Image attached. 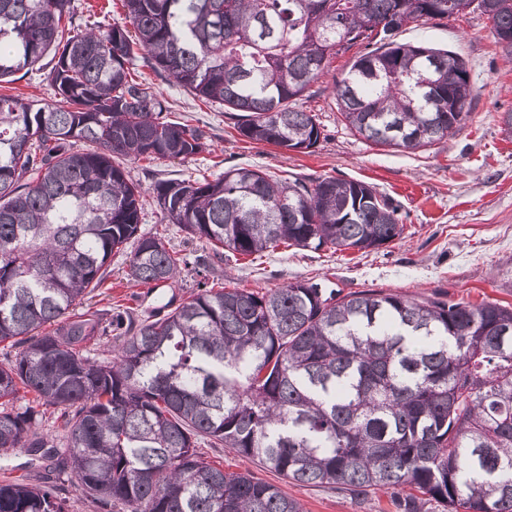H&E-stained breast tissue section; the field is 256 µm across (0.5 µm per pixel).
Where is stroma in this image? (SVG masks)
<instances>
[{"instance_id": "35a3bbf8", "label": "stroma", "mask_w": 512, "mask_h": 512, "mask_svg": "<svg viewBox=\"0 0 512 512\" xmlns=\"http://www.w3.org/2000/svg\"><path fill=\"white\" fill-rule=\"evenodd\" d=\"M401 43L448 49L460 54L470 70L473 119L459 134L434 145L401 151L374 146L339 119L332 95L334 79L343 77L354 53L332 59L327 74L296 101L313 111L322 127L319 144L293 152L257 144L239 135L237 116L194 98L189 92L141 67L168 107V117L202 128L208 150L186 162L139 160L127 163L133 179L145 188L141 232L153 231L163 215L151 193L166 179H215L233 167L256 168L278 178L333 176L359 180L398 205L404 218L400 239L368 252H335L281 247L251 258L225 254L213 274L226 286L263 293L297 280H311L342 294L397 292L418 302L494 301L512 308V131L502 121L512 110V66L490 32L485 16L471 13L442 22L412 24L396 35ZM124 254L113 255L107 278L96 292L101 305L118 303L136 319L166 303L188 299L195 273L184 272L174 283L151 289L130 282ZM207 462L225 470L251 471L298 500L303 512H396L391 491L362 499L319 486H302L242 458L229 448H203ZM54 459L26 450L0 458V469L43 483Z\"/></svg>"}]
</instances>
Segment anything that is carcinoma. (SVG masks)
<instances>
[{"mask_svg": "<svg viewBox=\"0 0 512 512\" xmlns=\"http://www.w3.org/2000/svg\"><path fill=\"white\" fill-rule=\"evenodd\" d=\"M480 14L512 61V0ZM124 21L75 34L72 0H0V83L50 57L51 103L0 94V450L64 460L97 512H302L277 486L205 462L198 440L231 448L300 485L359 497L402 491L399 512H512V308L344 297L299 280L264 293L214 288L208 257L140 232L141 183L115 163L186 161L209 147L175 122L142 58L198 99L239 112L240 136L315 147L316 115L292 103L332 58L366 52L333 81L346 126L415 151L472 120L467 63L397 43L410 24L465 13L466 0H122ZM164 219L213 256L281 245L362 251L404 230L390 199L333 177L274 180L230 168L166 180ZM159 285L194 264L196 292L161 317L85 304L112 254ZM118 342L113 359L92 345ZM36 403L16 405L20 392ZM53 411L62 445L43 432ZM0 512H67L55 485L0 483Z\"/></svg>", "mask_w": 512, "mask_h": 512, "instance_id": "obj_1", "label": "carcinoma"}]
</instances>
